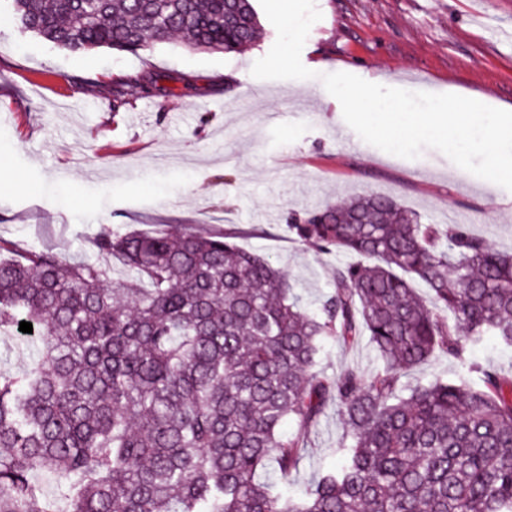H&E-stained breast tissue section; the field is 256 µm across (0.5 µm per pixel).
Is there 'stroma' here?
I'll return each mask as SVG.
<instances>
[{
  "label": "stroma",
  "mask_w": 512,
  "mask_h": 512,
  "mask_svg": "<svg viewBox=\"0 0 512 512\" xmlns=\"http://www.w3.org/2000/svg\"><path fill=\"white\" fill-rule=\"evenodd\" d=\"M322 13L301 53L308 80H258L254 62L277 32L241 53L155 44L139 55L72 53L22 32L0 10V239L96 260L91 241L161 224L178 231H238L244 249L280 268L304 310L332 290L336 264L297 242L291 213L376 191L423 222L464 224L512 250V191L456 166L438 150L414 160L336 135L342 108L322 74L347 72L388 87L451 92L512 111V0H316ZM140 70L181 72L191 88L113 109L110 78ZM92 83L77 84V77ZM381 360L368 339L324 344L321 369L366 372ZM494 365L512 377V347L489 337L465 361L438 353L404 384L469 375ZM344 418L328 408L306 434L286 489L296 498L320 469L338 463Z\"/></svg>",
  "instance_id": "obj_1"
}]
</instances>
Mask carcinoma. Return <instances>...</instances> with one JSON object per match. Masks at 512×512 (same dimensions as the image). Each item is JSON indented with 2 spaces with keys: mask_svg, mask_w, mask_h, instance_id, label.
I'll use <instances>...</instances> for the list:
<instances>
[{
  "mask_svg": "<svg viewBox=\"0 0 512 512\" xmlns=\"http://www.w3.org/2000/svg\"><path fill=\"white\" fill-rule=\"evenodd\" d=\"M11 2L25 31L70 52L181 37L237 53L261 29L252 0ZM178 84L142 72L108 94L116 110ZM288 230L359 257L336 266L316 315L232 231L102 233L107 265L0 239V335L39 351L22 375L0 371V512H512V380L474 366L476 387L401 381L437 351L512 346V253L374 192L295 213ZM365 334L379 368L319 369L325 340ZM333 405L342 461L291 499L262 472L288 479Z\"/></svg>",
  "mask_w": 512,
  "mask_h": 512,
  "instance_id": "cac0c4a2",
  "label": "carcinoma"
}]
</instances>
